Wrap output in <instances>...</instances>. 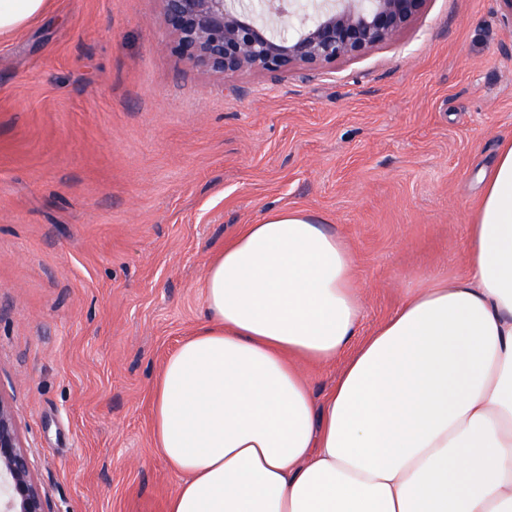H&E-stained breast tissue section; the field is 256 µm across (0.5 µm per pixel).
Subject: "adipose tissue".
<instances>
[{"label": "adipose tissue", "mask_w": 512, "mask_h": 512, "mask_svg": "<svg viewBox=\"0 0 512 512\" xmlns=\"http://www.w3.org/2000/svg\"><path fill=\"white\" fill-rule=\"evenodd\" d=\"M49 0H0V37ZM204 321L166 359L152 438L166 512H512V140L482 176L465 272L408 294L359 346L356 264L301 209L213 256ZM343 359L324 401L297 363Z\"/></svg>", "instance_id": "obj_1"}]
</instances>
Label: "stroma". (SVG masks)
<instances>
[{
    "label": "stroma",
    "instance_id": "1",
    "mask_svg": "<svg viewBox=\"0 0 512 512\" xmlns=\"http://www.w3.org/2000/svg\"><path fill=\"white\" fill-rule=\"evenodd\" d=\"M164 0H50L0 39V398L51 512H165L150 393L207 262L303 209L353 251L360 335L465 271L481 170L512 139V13L427 0L396 38L222 79Z\"/></svg>",
    "mask_w": 512,
    "mask_h": 512
}]
</instances>
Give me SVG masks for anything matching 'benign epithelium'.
<instances>
[{
  "label": "benign epithelium",
  "mask_w": 512,
  "mask_h": 512,
  "mask_svg": "<svg viewBox=\"0 0 512 512\" xmlns=\"http://www.w3.org/2000/svg\"><path fill=\"white\" fill-rule=\"evenodd\" d=\"M164 20L179 50L215 75L318 68L356 58L395 40L426 0H263L261 11L241 0H164ZM299 20L294 34L273 22ZM0 485L7 499L0 512H50L34 480L12 412L0 398Z\"/></svg>",
  "instance_id": "1"
}]
</instances>
